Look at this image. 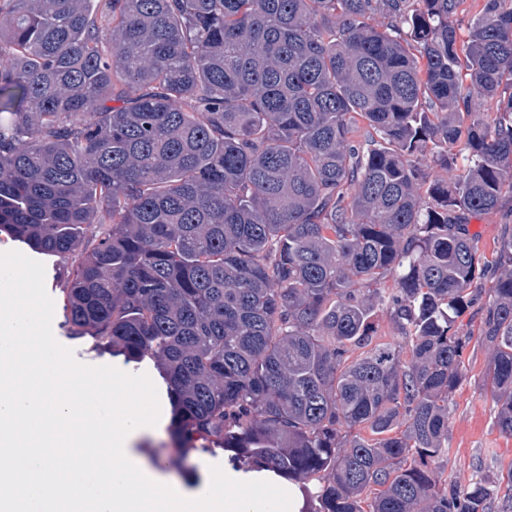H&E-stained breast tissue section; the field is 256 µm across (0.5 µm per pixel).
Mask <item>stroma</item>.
I'll use <instances>...</instances> for the list:
<instances>
[{
  "mask_svg": "<svg viewBox=\"0 0 512 512\" xmlns=\"http://www.w3.org/2000/svg\"><path fill=\"white\" fill-rule=\"evenodd\" d=\"M512 229V196L504 195L501 206L493 213L470 224L478 238V246L487 267L481 279L483 288H490L494 269L492 262L500 247L505 229ZM36 261L45 266V287L55 303L52 331L55 339L70 348L75 359L91 366L122 367L121 358L94 350L88 338L69 336L61 307L62 290L67 287V267L56 256L36 254ZM464 380L452 394L448 415V461L441 470L443 479L459 489H467L478 480L491 482L494 502L491 512H512V437L499 434L496 428V406L484 387L488 352L484 345L474 341L463 356ZM145 455L170 474L179 476L186 469L201 463H223L222 449L195 448L187 454H176L171 446L168 430H160L144 450Z\"/></svg>",
  "mask_w": 512,
  "mask_h": 512,
  "instance_id": "obj_1",
  "label": "stroma"
}]
</instances>
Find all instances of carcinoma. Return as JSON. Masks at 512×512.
<instances>
[{"label":"carcinoma","mask_w":512,"mask_h":512,"mask_svg":"<svg viewBox=\"0 0 512 512\" xmlns=\"http://www.w3.org/2000/svg\"><path fill=\"white\" fill-rule=\"evenodd\" d=\"M465 4L0 0V233L70 260V336L157 361L176 449L300 512H489L438 477L474 338L512 437L511 230L458 322L512 193V0L462 45ZM470 231L478 238V246L489 266L484 276L479 280L483 288H490L494 278L493 260L500 247L505 227L512 229V196L505 194L501 206L493 213L483 215L480 219L472 220Z\"/></svg>","instance_id":"cac0c4a2"}]
</instances>
